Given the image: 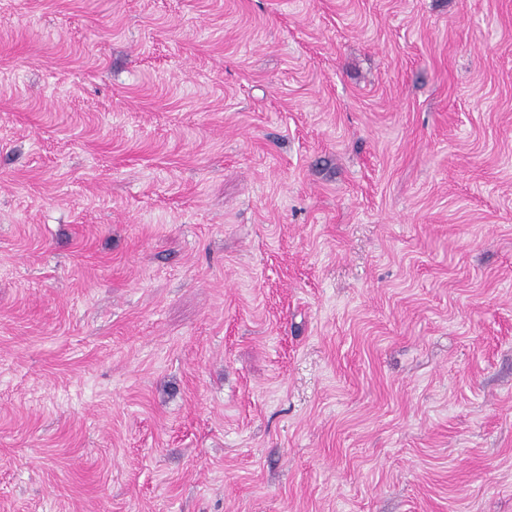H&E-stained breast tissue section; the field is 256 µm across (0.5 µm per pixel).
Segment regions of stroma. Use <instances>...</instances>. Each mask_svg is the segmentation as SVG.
<instances>
[{
	"label": "stroma",
	"mask_w": 512,
	"mask_h": 512,
	"mask_svg": "<svg viewBox=\"0 0 512 512\" xmlns=\"http://www.w3.org/2000/svg\"><path fill=\"white\" fill-rule=\"evenodd\" d=\"M0 512H512V0H0Z\"/></svg>",
	"instance_id": "stroma-1"
}]
</instances>
